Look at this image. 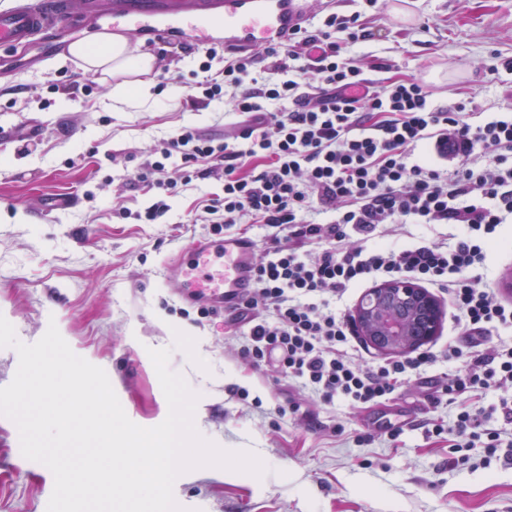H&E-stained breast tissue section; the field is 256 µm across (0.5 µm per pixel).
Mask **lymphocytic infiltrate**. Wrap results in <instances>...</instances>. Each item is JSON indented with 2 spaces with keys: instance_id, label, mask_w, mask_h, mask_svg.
I'll list each match as a JSON object with an SVG mask.
<instances>
[{
  "instance_id": "obj_1",
  "label": "lymphocytic infiltrate",
  "mask_w": 512,
  "mask_h": 512,
  "mask_svg": "<svg viewBox=\"0 0 512 512\" xmlns=\"http://www.w3.org/2000/svg\"><path fill=\"white\" fill-rule=\"evenodd\" d=\"M364 32L360 13H331L287 45L228 57L218 78L209 72L219 49L204 48L205 77L192 89L228 103L243 118L239 130L218 138L184 126L162 139L134 174L153 191L152 203L114 213L157 223L169 197L193 182L194 165L213 160L224 193L204 207L211 233L260 224L271 242L253 264L243 304V354L253 366L297 380L324 401L358 406L387 399L423 366L462 361L450 390L499 393L511 419L512 342L489 354L483 346L493 331L512 330V304L483 285L480 271L512 221V114L478 121L464 101L434 107L413 78L372 85L344 54ZM261 55L272 64L260 79L253 69ZM423 144L428 157L411 161ZM253 160L261 168L246 170ZM172 168L181 169L180 179L169 177ZM319 207L332 212L330 221L308 220ZM389 224H456L463 232L449 244L375 243ZM398 278L447 295L465 344L371 365L345 352L349 327L330 295Z\"/></svg>"
}]
</instances>
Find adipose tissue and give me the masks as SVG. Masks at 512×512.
Wrapping results in <instances>:
<instances>
[{"label":"adipose tissue","instance_id":"ef3b65f1","mask_svg":"<svg viewBox=\"0 0 512 512\" xmlns=\"http://www.w3.org/2000/svg\"><path fill=\"white\" fill-rule=\"evenodd\" d=\"M69 54L86 72L111 80L113 110H121L125 105L143 110L154 107L153 83L148 75L156 59L139 52L128 36L104 33L91 43H72Z\"/></svg>","mask_w":512,"mask_h":512}]
</instances>
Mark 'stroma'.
<instances>
[{
  "instance_id": "1",
  "label": "stroma",
  "mask_w": 512,
  "mask_h": 512,
  "mask_svg": "<svg viewBox=\"0 0 512 512\" xmlns=\"http://www.w3.org/2000/svg\"><path fill=\"white\" fill-rule=\"evenodd\" d=\"M357 11L370 18L367 35L346 54L364 78H414L434 105L464 98L480 112L512 113V0H311L310 22ZM131 39L171 74L155 84L149 112L113 111L111 83L78 67L64 43L32 69L17 53V72L0 80V315L18 340L36 343L56 323L76 355L105 370L128 418L148 428L168 415L149 352L170 349V369L198 396L200 435L266 468L259 478L217 467L183 473L173 492L185 512H512L511 449L461 448L432 433L471 403L448 391L463 363L437 362L379 403H326L253 367L231 312L203 318L181 300L165 267L209 237L196 217L221 180L198 179L169 198L159 223L113 218L115 206L151 204L132 177L158 140L184 126L220 137L236 121L182 83L200 54ZM504 233L483 276L512 302V224ZM19 446L15 423L0 416V512H47L54 476L16 455Z\"/></svg>"
}]
</instances>
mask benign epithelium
Here are the masks:
<instances>
[{
    "instance_id": "benign-epithelium-1",
    "label": "benign epithelium",
    "mask_w": 512,
    "mask_h": 512,
    "mask_svg": "<svg viewBox=\"0 0 512 512\" xmlns=\"http://www.w3.org/2000/svg\"><path fill=\"white\" fill-rule=\"evenodd\" d=\"M440 312L435 299L412 279L383 282L370 289L355 321L366 342L393 355L414 350L435 333Z\"/></svg>"
}]
</instances>
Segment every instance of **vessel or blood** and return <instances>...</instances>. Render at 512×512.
I'll return each instance as SVG.
<instances>
[{
    "mask_svg": "<svg viewBox=\"0 0 512 512\" xmlns=\"http://www.w3.org/2000/svg\"><path fill=\"white\" fill-rule=\"evenodd\" d=\"M76 0H18L0 11V47L26 49L36 37L52 39L81 14ZM307 0H185L182 12L202 25L224 27L225 48L244 52L270 43L286 44L301 26ZM125 16L155 34L166 31L167 0H122ZM252 241L238 237L198 240L181 249L166 267V276L180 285L186 301L224 309L253 286Z\"/></svg>",
    "mask_w": 512,
    "mask_h": 512,
    "instance_id": "1",
    "label": "vessel or blood"
}]
</instances>
